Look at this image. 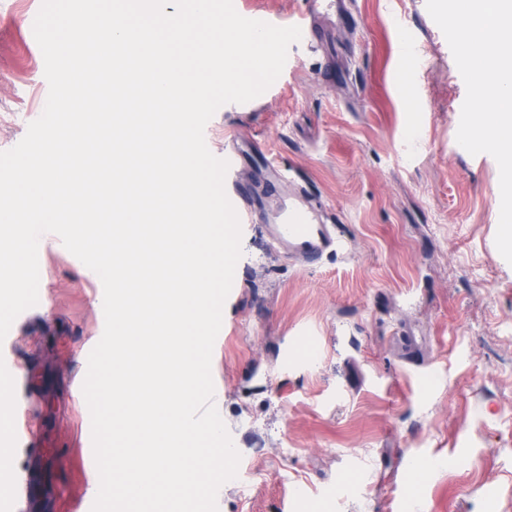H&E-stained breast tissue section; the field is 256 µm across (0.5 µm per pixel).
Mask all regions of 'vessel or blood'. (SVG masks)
<instances>
[{
    "label": "vessel or blood",
    "instance_id": "vessel-or-blood-1",
    "mask_svg": "<svg viewBox=\"0 0 512 512\" xmlns=\"http://www.w3.org/2000/svg\"><path fill=\"white\" fill-rule=\"evenodd\" d=\"M304 4V9L289 19L269 14L259 8L247 11L246 16L276 26L300 27L302 43L316 51L320 45L314 37L312 20L315 15L336 10V0H304ZM223 157L229 163L225 178L226 194L241 223L250 224L259 220V213L238 189L242 159L235 143L225 144ZM268 235L273 249L297 255L299 259L310 263L344 245L337 226L326 222L321 204L307 198L304 190L299 188L295 189L287 204L280 208L274 224L268 227ZM24 386L25 380L16 366L10 363L0 365L1 398L14 400L17 391ZM32 483L33 476L28 470L14 469L9 455H0V507L5 512H26L25 504L30 496Z\"/></svg>",
    "mask_w": 512,
    "mask_h": 512
}]
</instances>
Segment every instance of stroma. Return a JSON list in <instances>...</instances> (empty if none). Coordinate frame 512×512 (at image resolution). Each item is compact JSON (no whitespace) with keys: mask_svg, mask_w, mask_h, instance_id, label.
Segmentation results:
<instances>
[{"mask_svg":"<svg viewBox=\"0 0 512 512\" xmlns=\"http://www.w3.org/2000/svg\"><path fill=\"white\" fill-rule=\"evenodd\" d=\"M42 0H0V151L42 114L30 35ZM332 63L290 46L261 109L219 108L212 153L237 139L240 179L269 215L290 171L347 246L316 266L242 227L211 370L241 455L218 512H512V265L495 246L499 167L456 141L466 87L426 0H348ZM413 37L415 63L395 34ZM265 143L266 152L253 150ZM43 305L0 343L28 378L11 408L39 452L30 512H78L98 474L67 390L99 333V277L42 235Z\"/></svg>","mask_w":512,"mask_h":512,"instance_id":"stroma-1","label":"stroma"}]
</instances>
